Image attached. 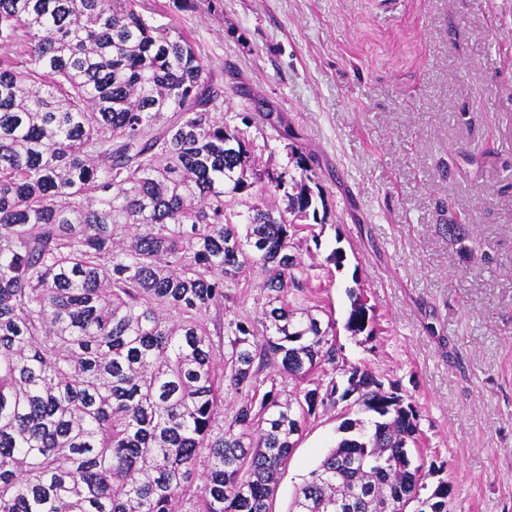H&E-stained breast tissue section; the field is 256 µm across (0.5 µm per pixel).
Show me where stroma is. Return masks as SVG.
Listing matches in <instances>:
<instances>
[{
	"mask_svg": "<svg viewBox=\"0 0 512 512\" xmlns=\"http://www.w3.org/2000/svg\"><path fill=\"white\" fill-rule=\"evenodd\" d=\"M186 33L249 122L261 158L288 162L274 107L314 157L326 217L295 249L345 368L396 382L420 410L422 451L443 464L449 512H512V0H144ZM466 226L463 256L441 229ZM341 248L342 267L326 261ZM259 271L213 320H257ZM375 337L349 332L350 290ZM318 410L280 474L271 512L341 438Z\"/></svg>",
	"mask_w": 512,
	"mask_h": 512,
	"instance_id": "obj_1",
	"label": "stroma"
}]
</instances>
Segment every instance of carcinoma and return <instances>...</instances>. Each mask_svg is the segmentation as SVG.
Returning a JSON list of instances; mask_svg holds the SVG:
<instances>
[{"label": "carcinoma", "instance_id": "obj_1", "mask_svg": "<svg viewBox=\"0 0 512 512\" xmlns=\"http://www.w3.org/2000/svg\"><path fill=\"white\" fill-rule=\"evenodd\" d=\"M223 107L140 0H0V512H269L302 422L346 401L370 425L343 426L289 512H448L426 485L444 465L413 461L417 406L287 300L325 203L311 157L260 167ZM253 268L267 307L225 323L219 374L209 311ZM269 365L313 388L259 393ZM226 390L252 395L226 414Z\"/></svg>", "mask_w": 512, "mask_h": 512}]
</instances>
